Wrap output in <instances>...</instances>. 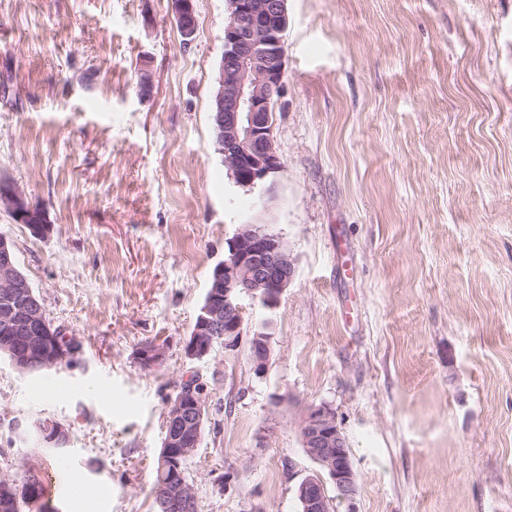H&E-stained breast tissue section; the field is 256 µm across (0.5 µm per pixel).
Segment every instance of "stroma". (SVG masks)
<instances>
[{
	"instance_id": "1",
	"label": "stroma",
	"mask_w": 512,
	"mask_h": 512,
	"mask_svg": "<svg viewBox=\"0 0 512 512\" xmlns=\"http://www.w3.org/2000/svg\"><path fill=\"white\" fill-rule=\"evenodd\" d=\"M194 7L186 47L171 0H0V181L50 226L0 209V235L80 344L36 375L0 357V476L43 466L58 512H155L195 373L197 512H300L319 404L356 476L352 502L328 487L335 512H512V0H287L282 167L251 190L215 144L227 2ZM244 224L284 238L294 279L274 311L242 297L235 350L187 359ZM46 420L70 442L43 458L21 431ZM0 209L8 211L18 224H24L33 235L42 236L49 231L46 212H35L23 191L11 183H0ZM271 323L264 320L256 326L251 339L253 346V355L251 362L254 366L256 374H264L270 360V333Z\"/></svg>"
}]
</instances>
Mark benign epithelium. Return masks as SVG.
<instances>
[{
    "label": "benign epithelium",
    "mask_w": 512,
    "mask_h": 512,
    "mask_svg": "<svg viewBox=\"0 0 512 512\" xmlns=\"http://www.w3.org/2000/svg\"><path fill=\"white\" fill-rule=\"evenodd\" d=\"M224 54L215 95L214 131L217 151L224 157L236 184L253 189L266 183L282 167L275 149L272 103L284 89L283 34L288 25L287 0H227ZM172 14L190 46L197 22L193 0H172ZM0 209L25 225L32 234L49 231L46 212H37L23 191L0 183ZM295 269L282 237L257 224H243L229 240L224 261L215 266L206 302L184 344L185 357L201 361L217 345L237 347L243 331L240 296L247 295L267 311H274L293 280ZM0 325L10 330L11 344L22 354H10L21 372L57 367L61 362L59 329L47 319L33 287L13 260L10 241L0 235ZM271 323L262 321L253 332L251 362L256 374L265 373L270 360ZM206 402L194 389L182 390L167 413L163 447L176 448L161 468V489L170 508L196 500L194 487L181 472V459L191 457L201 438ZM41 440L64 446L68 431L46 421L39 427ZM306 455L318 470L296 484L301 512H328L325 480L332 481L346 501L356 495V479L347 444L334 412L326 405L308 409L301 428Z\"/></svg>",
    "instance_id": "obj_1"
}]
</instances>
